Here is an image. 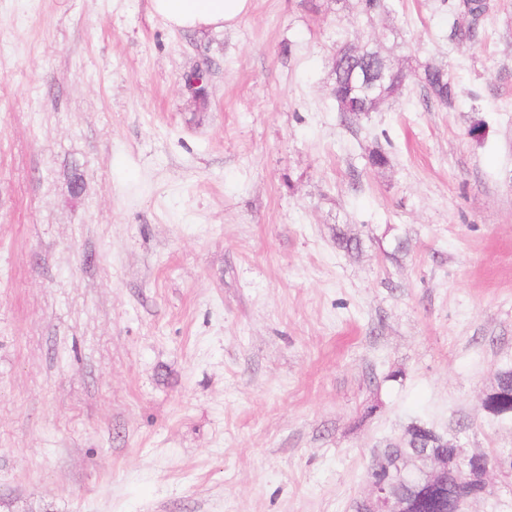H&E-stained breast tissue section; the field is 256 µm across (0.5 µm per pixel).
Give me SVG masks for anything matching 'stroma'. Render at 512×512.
I'll return each mask as SVG.
<instances>
[{
	"instance_id": "obj_1",
	"label": "stroma",
	"mask_w": 512,
	"mask_h": 512,
	"mask_svg": "<svg viewBox=\"0 0 512 512\" xmlns=\"http://www.w3.org/2000/svg\"><path fill=\"white\" fill-rule=\"evenodd\" d=\"M315 2L191 32L0 0V512H354L416 419L495 459L467 512H512L482 406L512 367V0L473 43L454 0ZM346 41L448 69L452 106L412 81L342 125Z\"/></svg>"
}]
</instances>
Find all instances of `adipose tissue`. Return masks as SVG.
<instances>
[{
  "instance_id": "1",
  "label": "adipose tissue",
  "mask_w": 512,
  "mask_h": 512,
  "mask_svg": "<svg viewBox=\"0 0 512 512\" xmlns=\"http://www.w3.org/2000/svg\"><path fill=\"white\" fill-rule=\"evenodd\" d=\"M151 8L175 29L204 32L236 24L251 0H150Z\"/></svg>"
}]
</instances>
